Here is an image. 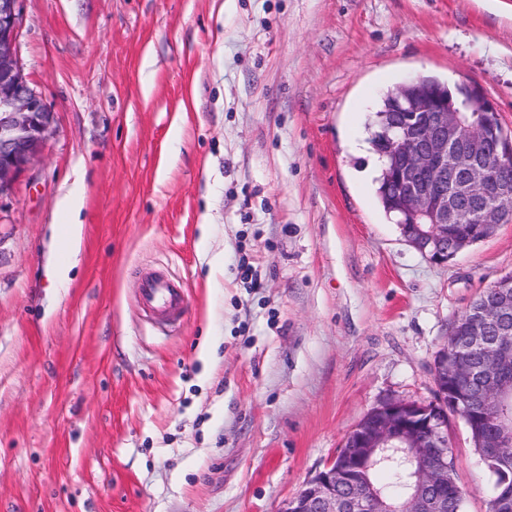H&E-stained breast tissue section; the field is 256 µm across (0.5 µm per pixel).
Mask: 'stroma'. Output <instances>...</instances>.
I'll list each match as a JSON object with an SVG mask.
<instances>
[{
	"instance_id": "35a3bbf8",
	"label": "stroma",
	"mask_w": 512,
	"mask_h": 512,
	"mask_svg": "<svg viewBox=\"0 0 512 512\" xmlns=\"http://www.w3.org/2000/svg\"><path fill=\"white\" fill-rule=\"evenodd\" d=\"M21 16L54 132L0 195V512H280L369 409L432 401L454 320L512 273V223L422 256L378 200L372 121L433 75L479 86L512 131V0ZM75 184L72 236L57 201ZM150 273L182 285L176 320L144 312ZM448 436L465 512H487L459 417Z\"/></svg>"
}]
</instances>
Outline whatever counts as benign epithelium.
Masks as SVG:
<instances>
[{
    "label": "benign epithelium",
    "instance_id": "1",
    "mask_svg": "<svg viewBox=\"0 0 512 512\" xmlns=\"http://www.w3.org/2000/svg\"><path fill=\"white\" fill-rule=\"evenodd\" d=\"M21 0H0V195L43 153L53 113L27 84L15 44ZM495 104L478 91L451 107L426 97L400 113L399 134L379 145L391 162L404 215L405 241L435 263L448 262V225L475 224L485 239L512 221L498 204L512 199V177L489 163L512 153V141L495 132L489 147L487 114ZM453 354L442 349L432 374V405L388 399L367 412L348 433L350 447L336 453L284 504L280 512H393L363 480L365 464L390 448H402L417 464L413 494L398 512H448V420L461 416L479 433L486 426L508 434L482 440L483 460L512 447V273L500 277L491 296L471 310Z\"/></svg>",
    "mask_w": 512,
    "mask_h": 512
}]
</instances>
